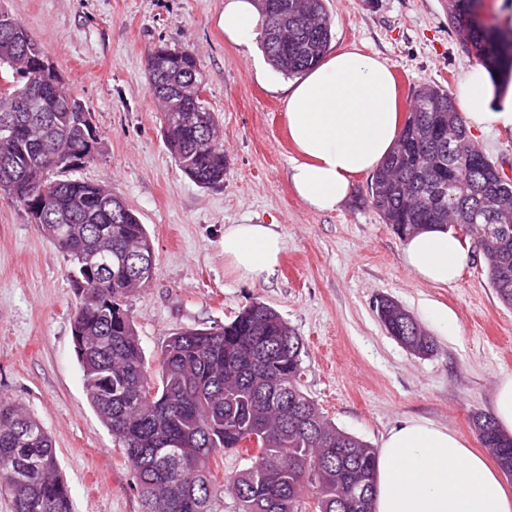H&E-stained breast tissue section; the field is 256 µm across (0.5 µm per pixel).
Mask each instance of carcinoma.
<instances>
[{"label":"carcinoma","mask_w":512,"mask_h":512,"mask_svg":"<svg viewBox=\"0 0 512 512\" xmlns=\"http://www.w3.org/2000/svg\"><path fill=\"white\" fill-rule=\"evenodd\" d=\"M448 27L467 54L512 76V30L489 25L478 0H445ZM264 17L261 48L289 78L319 64L333 37L324 0H257ZM13 14L0 13V122L14 135L0 141V196L36 202L38 227L74 263L78 302L75 351L87 396L135 471L143 512H214L216 458L243 453L250 466L227 479L238 512H373L377 449L324 418L303 391V339L272 307L256 302L220 328H187L161 347L151 375L134 321L131 294L148 283L134 272L154 246L144 224L104 183L68 172L93 157L89 113L63 80L45 69L40 43L23 37ZM149 89L161 106L165 144L178 168L200 187L224 182L229 160L215 115L195 96L197 60L188 47L158 46L145 55ZM42 89V111L19 112L17 100ZM400 138L370 180V203L401 237L432 224L468 223L478 236L487 277L512 307V178L498 184L496 161L472 139L455 98L424 82L412 94ZM105 253L101 272L80 255ZM387 333L426 356L435 340L403 307L380 300ZM470 425L501 471L512 475V437L489 413ZM28 481L17 484L19 468ZM0 493L13 512H72L52 438L19 402H0Z\"/></svg>","instance_id":"obj_1"}]
</instances>
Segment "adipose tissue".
I'll return each instance as SVG.
<instances>
[{
    "label": "adipose tissue",
    "mask_w": 512,
    "mask_h": 512,
    "mask_svg": "<svg viewBox=\"0 0 512 512\" xmlns=\"http://www.w3.org/2000/svg\"><path fill=\"white\" fill-rule=\"evenodd\" d=\"M224 36L246 46L263 25L255 0H224ZM458 107L472 131L512 129V81L484 65L462 75ZM288 136L296 150L289 181L312 211L332 213L349 198L356 176L375 171L401 130L390 65L345 47L284 89ZM284 250L271 224L224 228V263L239 278L264 282ZM470 253L444 226L405 239L403 261L414 277L454 284ZM374 512H512L508 492L485 457L447 428L409 419L388 431L378 452Z\"/></svg>",
    "instance_id": "obj_1"
}]
</instances>
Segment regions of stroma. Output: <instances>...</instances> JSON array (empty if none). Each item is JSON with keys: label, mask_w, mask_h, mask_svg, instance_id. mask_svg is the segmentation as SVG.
Returning <instances> with one entry per match:
<instances>
[{"label": "stroma", "mask_w": 512, "mask_h": 512, "mask_svg": "<svg viewBox=\"0 0 512 512\" xmlns=\"http://www.w3.org/2000/svg\"><path fill=\"white\" fill-rule=\"evenodd\" d=\"M62 72L89 112L98 139L74 177L110 185L152 238L155 274L127 308L149 366L180 329L219 328L261 302L303 337L301 383L339 429L373 447L402 420L448 428L473 450L474 412H491L497 380L512 374V308L491 288L481 254L458 281L416 280L403 240L369 202L370 178H355L335 213L309 210L288 169L281 87L286 79L259 42L228 43L224 0H0ZM330 50L358 46L393 66L400 108L419 84L456 91L473 59L448 27L443 0H325ZM158 45L190 46L229 159L223 183L202 188L176 166L144 73ZM272 224L285 242L268 281L224 267V228ZM73 263L23 206L0 198V400L25 405L52 437L73 512H142L134 474L92 408L75 353ZM398 301L433 336L418 356L377 318L379 297ZM453 312L444 331L429 316Z\"/></svg>", "instance_id": "35a3bbf8"}]
</instances>
